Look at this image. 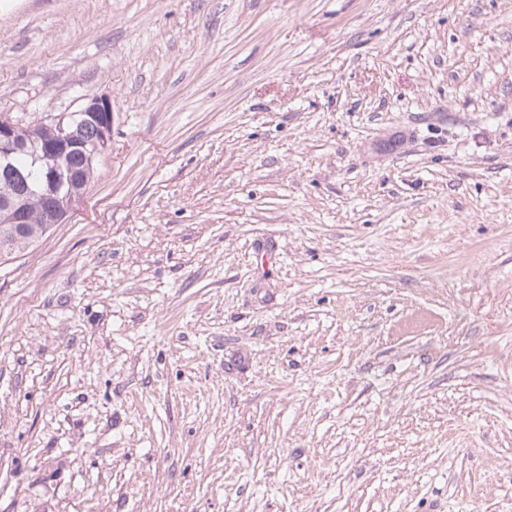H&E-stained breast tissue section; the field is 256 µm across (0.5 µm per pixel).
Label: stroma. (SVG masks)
Segmentation results:
<instances>
[{"mask_svg": "<svg viewBox=\"0 0 512 512\" xmlns=\"http://www.w3.org/2000/svg\"><path fill=\"white\" fill-rule=\"evenodd\" d=\"M95 97L0 512H512V0H0V114Z\"/></svg>", "mask_w": 512, "mask_h": 512, "instance_id": "35a3bbf8", "label": "stroma"}]
</instances>
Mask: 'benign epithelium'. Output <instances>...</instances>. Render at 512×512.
Masks as SVG:
<instances>
[{"mask_svg":"<svg viewBox=\"0 0 512 512\" xmlns=\"http://www.w3.org/2000/svg\"><path fill=\"white\" fill-rule=\"evenodd\" d=\"M92 125L97 129L93 141L76 138L74 126ZM52 137L46 141L41 153L33 155L34 163L40 165L41 180L35 184L36 193L55 200L56 214L52 223H65L85 195L86 184L82 176L63 170L59 160L73 150H81L88 160L104 154L109 148L112 136L111 103L102 98H92L82 107L70 113L53 118L50 122ZM33 139V128L29 123L12 118L0 119V169L12 168L15 155L28 149ZM28 200L16 198L0 204L1 224L26 223Z\"/></svg>","mask_w":512,"mask_h":512,"instance_id":"obj_1","label":"benign epithelium"}]
</instances>
